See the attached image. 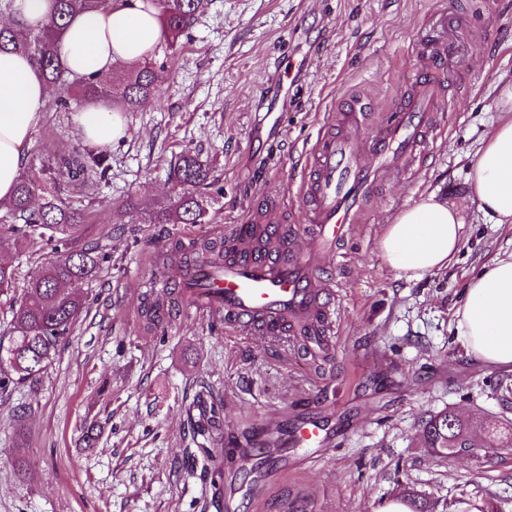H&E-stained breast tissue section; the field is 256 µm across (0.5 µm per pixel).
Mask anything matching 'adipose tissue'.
<instances>
[{"label":"adipose tissue","instance_id":"obj_1","mask_svg":"<svg viewBox=\"0 0 512 512\" xmlns=\"http://www.w3.org/2000/svg\"><path fill=\"white\" fill-rule=\"evenodd\" d=\"M161 37L154 0H114L112 7L71 18L57 51L77 75L108 74L117 65L150 58ZM51 87L34 60L0 50V200L10 199L27 161L33 129L43 118ZM501 117L469 167L470 198L495 223L512 224V83L500 98ZM84 140L111 146L126 135L120 112L104 104L77 117ZM463 221L458 207L431 194L401 210L386 225L379 248L389 266L410 278L446 269L459 252ZM456 337L467 356L489 368L512 367V254L495 258L468 282L454 313Z\"/></svg>","mask_w":512,"mask_h":512}]
</instances>
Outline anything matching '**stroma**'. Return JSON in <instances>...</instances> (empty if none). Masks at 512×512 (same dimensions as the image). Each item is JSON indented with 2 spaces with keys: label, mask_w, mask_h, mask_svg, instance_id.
I'll return each mask as SVG.
<instances>
[{
  "label": "stroma",
  "mask_w": 512,
  "mask_h": 512,
  "mask_svg": "<svg viewBox=\"0 0 512 512\" xmlns=\"http://www.w3.org/2000/svg\"><path fill=\"white\" fill-rule=\"evenodd\" d=\"M446 10L460 49L455 67L469 91L457 111L437 113L425 157L388 176L340 251L336 332L319 351L261 335L165 301L161 323L144 326L157 255L179 266L185 250L220 242L231 224L258 209L285 225L302 222L297 188L307 155L348 95L370 111L392 108L417 64L412 45ZM162 92L124 115L108 181L86 188L65 177L77 201L92 197L110 224L87 227L108 254L83 284L88 311L36 383L0 391V512H204L212 472L225 482L273 481L235 512H374L412 487L437 512L464 500L512 512V453L467 450L445 457L418 448L425 419L453 410L475 422L512 421V403L495 394L512 371L471 362L455 336L453 313L469 278L512 254V224H496L469 199L468 165L497 121L496 103L512 80V0H210L175 47L159 45ZM49 112L33 131L28 160L48 143L83 146L76 116ZM274 113L270 130L265 113ZM185 150L211 169L212 205L204 224H144L124 207L128 195L169 196V169ZM460 207L462 246L444 270L396 276L379 250L395 215L428 194ZM54 254L32 244L19 259L10 294L0 295V333L11 300ZM224 421L212 462L186 457L195 447L200 399ZM320 413L336 444L315 457L294 451V466H244L259 429ZM101 434L85 447L88 421Z\"/></svg>",
  "instance_id": "1"
}]
</instances>
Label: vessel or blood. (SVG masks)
<instances>
[{"label":"vessel or blood","mask_w":512,"mask_h":512,"mask_svg":"<svg viewBox=\"0 0 512 512\" xmlns=\"http://www.w3.org/2000/svg\"><path fill=\"white\" fill-rule=\"evenodd\" d=\"M436 26L419 39V64L389 117L371 123L359 101L342 100L336 129L317 140L299 188L305 225L287 229L264 211L253 223L227 228L230 255L219 271L185 290L186 306L201 313L223 308L225 321L249 335L274 326L310 336L335 333L336 248L360 221L380 178L403 173L420 159L436 113L447 107L445 73L456 59V42L447 15ZM330 438L320 421L302 417L286 429L284 444L317 450Z\"/></svg>","instance_id":"vessel-or-blood-1"}]
</instances>
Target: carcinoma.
Listing matches in <instances>:
<instances>
[{"label":"carcinoma","instance_id":"1","mask_svg":"<svg viewBox=\"0 0 512 512\" xmlns=\"http://www.w3.org/2000/svg\"><path fill=\"white\" fill-rule=\"evenodd\" d=\"M162 16V39L172 46L203 14L209 0H154ZM56 8L43 28H23L19 23L0 24V48L8 45L28 54L40 67L47 82L63 94L48 102L46 111L65 112L69 98L100 101L124 112L135 111L155 96L163 82L164 67L145 61L120 64L107 75H72L58 65L55 39L58 31L77 13L104 9L112 0H55ZM71 177L104 178L112 168V155L106 149L83 151L61 158ZM171 178L180 192L164 202L147 204L135 197L130 209L144 214L145 224H205L212 184L211 170L190 153L181 154ZM100 215L86 206L79 208L63 198L60 186L46 161L20 173L15 193L0 202V231L14 239L18 252L40 239L58 256L46 262L27 282L19 302L11 309L10 334L0 336V388L34 383L53 361L61 342L69 337L86 309V300L74 288L96 276L105 253L99 244L82 243L85 225L102 224ZM224 262V244L207 242L185 256L178 270L187 275L195 268ZM17 267L14 260L0 258V292L14 287ZM223 419V408L212 404L201 407L194 421V434L208 440L215 425ZM419 444L437 454H451L453 448H479L484 453L512 452V431L494 428L478 437L472 423L452 411L433 414L419 433Z\"/></svg>","mask_w":512,"mask_h":512}]
</instances>
